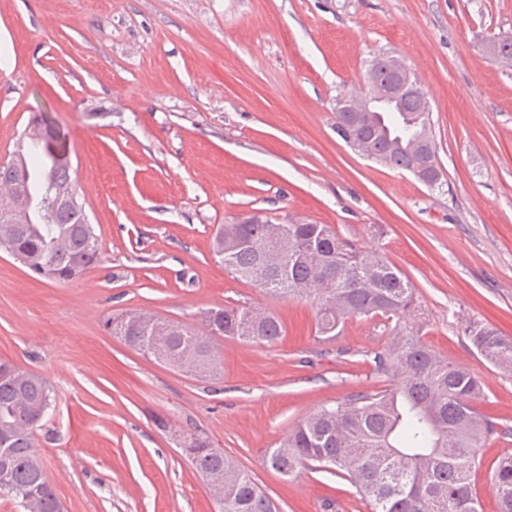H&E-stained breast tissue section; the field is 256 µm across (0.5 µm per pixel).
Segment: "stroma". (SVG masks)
Instances as JSON below:
<instances>
[{
	"label": "stroma",
	"mask_w": 512,
	"mask_h": 512,
	"mask_svg": "<svg viewBox=\"0 0 512 512\" xmlns=\"http://www.w3.org/2000/svg\"><path fill=\"white\" fill-rule=\"evenodd\" d=\"M512 33V0H0V159L32 122L66 137L102 261L68 282L0 251V361L42 375L54 403L35 433L63 512H217L186 452L201 434L280 512H367L352 484L265 463L303 417L382 387L389 337L353 318L316 333L314 302L232 279L216 229L263 212L327 224L382 250L413 284L425 340L484 385L477 409L512 428V374L463 332L512 336V67L485 50ZM387 53L422 79L444 173L433 190L336 133L337 94ZM273 310L274 344L224 339L201 380L112 335L139 310L186 325L218 305ZM479 450L481 512H497Z\"/></svg>",
	"instance_id": "1"
}]
</instances>
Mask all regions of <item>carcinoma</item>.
I'll return each mask as SVG.
<instances>
[{
    "label": "carcinoma",
    "instance_id": "cac0c4a2",
    "mask_svg": "<svg viewBox=\"0 0 512 512\" xmlns=\"http://www.w3.org/2000/svg\"><path fill=\"white\" fill-rule=\"evenodd\" d=\"M490 55L512 64V33L488 40ZM336 133L363 157L393 170L436 163L430 113L414 97L385 112L336 113ZM60 133L35 125L10 160L0 165V250L33 273L69 281L102 260L101 243L77 195ZM275 224L259 213L224 224L213 252L233 279L271 299H310L317 306V333L330 335L351 318H377L392 336L374 353V372L388 384L308 414L269 449L266 464L284 477L298 467L346 474L369 512H479L472 480L478 451L509 430L474 406L482 382L466 367L438 356L423 340L410 280L379 250L345 238L327 224H285L288 251L277 259L266 250ZM112 335L146 351L152 334L122 312L106 320ZM285 333L271 310L215 306L192 327L175 333L151 355L186 374L212 376L220 369L217 341L224 338L274 344ZM465 336L492 367L512 373V337L479 321ZM52 405L46 379L0 362V476L9 475L11 496L24 512H62L47 479L34 431ZM192 462L205 479H224L222 512H279L274 501L221 448L199 449ZM499 512H512V454L501 455L490 473Z\"/></svg>",
    "mask_w": 512,
    "mask_h": 512
}]
</instances>
